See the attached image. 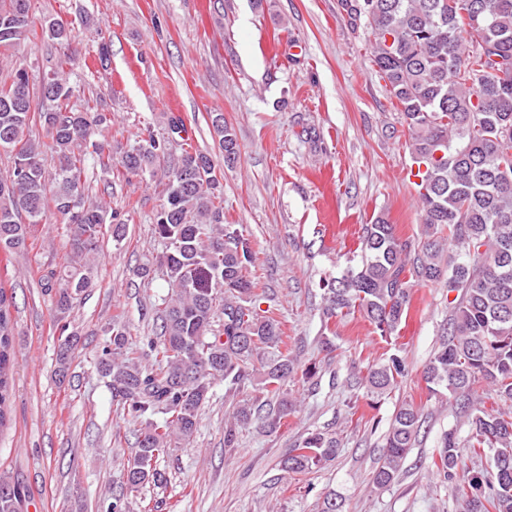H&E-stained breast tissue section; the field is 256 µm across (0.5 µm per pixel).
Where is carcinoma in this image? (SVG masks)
Segmentation results:
<instances>
[{
    "instance_id": "cac0c4a2",
    "label": "carcinoma",
    "mask_w": 512,
    "mask_h": 512,
    "mask_svg": "<svg viewBox=\"0 0 512 512\" xmlns=\"http://www.w3.org/2000/svg\"><path fill=\"white\" fill-rule=\"evenodd\" d=\"M0 0V52L30 33V8ZM351 21L371 29L372 62L411 132L423 213L420 235L401 239L382 219L363 227L359 264L324 284L323 322L358 309L380 337L397 341L412 301V281L445 282L451 310L448 331L424 368L430 395L453 400L467 419L463 440L441 437L434 467L452 485L460 512H512V0H343ZM42 31L62 49L56 70L31 83L19 67L0 82V152L12 158L0 177V244L26 247L30 228L51 211L61 217L70 243L68 265L44 277L54 292V312L65 318L92 287L99 239L112 225V241L126 225L92 200L95 168H112L114 154L129 176H141L165 158L168 143L187 142L179 119L167 135L151 130L127 146L94 136L107 126L96 98L71 102L70 31L46 19ZM41 126L45 138L32 136ZM224 166L239 160L233 128L221 114L212 120ZM57 165L48 171L46 156ZM163 243L162 275L171 293L156 311V331L129 343L125 325L112 321L97 361L112 398L141 425L135 455L123 474L130 492L164 477L157 468L176 443L189 442L202 405L218 381L236 390L258 381V394L238 400L224 427V446L237 430L256 423L269 432L296 409L285 392L302 375L313 388L317 366L299 369L281 322L261 309L264 294L250 279L251 242L238 224L224 223V189L208 154L182 149L156 214ZM57 375L65 378L78 346L77 332L59 328ZM14 326L0 291V424L10 398ZM407 375L395 353L352 376L348 386L374 397L390 393ZM493 400L486 406L485 399ZM421 413L404 402L385 435L372 481L388 487L398 476L421 428ZM340 434L313 430L281 460L282 470L306 474L334 461ZM488 458L469 468L465 458ZM25 492L0 478V512H21Z\"/></svg>"
}]
</instances>
